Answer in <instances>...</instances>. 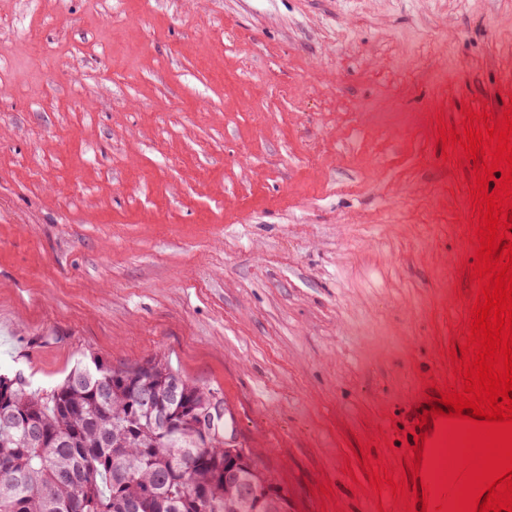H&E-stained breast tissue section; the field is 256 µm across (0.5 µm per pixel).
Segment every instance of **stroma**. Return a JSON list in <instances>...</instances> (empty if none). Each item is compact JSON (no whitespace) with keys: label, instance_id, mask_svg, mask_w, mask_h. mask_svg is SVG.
<instances>
[{"label":"stroma","instance_id":"35a3bbf8","mask_svg":"<svg viewBox=\"0 0 512 512\" xmlns=\"http://www.w3.org/2000/svg\"><path fill=\"white\" fill-rule=\"evenodd\" d=\"M512 0H0V375L150 357L291 512H405L470 320V160ZM438 399H442L439 394L428 395V397L418 396L410 406V415L412 418V431L415 435L410 437V448H406L407 454L410 456L412 464L420 462L419 476H416V472L413 471V480L415 484H412L410 490V506L413 508V512H421L422 503L419 498H422V490L426 491V488H432L435 485V508H431V493H430V507L429 512L435 510V512H443V508L436 510V507L442 505L440 499H446L447 493H443V488H439V484H443V480H439V476H443V464H447V460H443V456H447V433L451 432V425H447V413L455 411H448L450 405H443L438 402ZM443 408L445 415L439 414V417H443V425H447L446 429H443V440H439V444H443V448H439V468H435V484H431V480H423L420 476L421 472H427V464H422L423 460H427V456H431V438L435 437L433 421L439 420V417L432 419L430 408ZM422 417H427L426 424L419 427V422L422 421ZM421 434L427 436L428 441L421 442ZM415 438H418V443H415ZM418 445V451H414V446ZM423 452H426V456H423ZM414 456H420V461H414ZM421 483H424V487H421ZM413 486H416V491H413ZM412 492H416V495H412ZM442 495V498H439Z\"/></svg>","mask_w":512,"mask_h":512}]
</instances>
